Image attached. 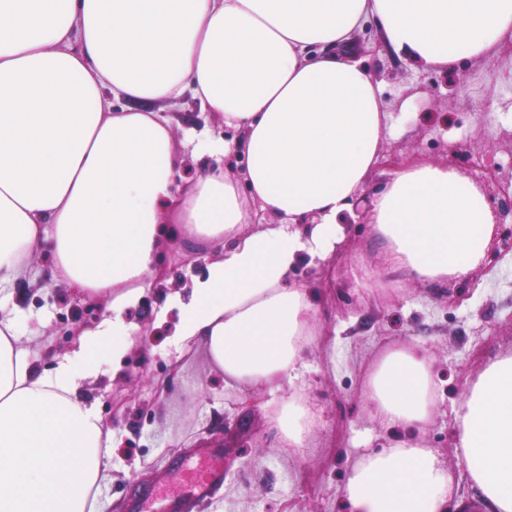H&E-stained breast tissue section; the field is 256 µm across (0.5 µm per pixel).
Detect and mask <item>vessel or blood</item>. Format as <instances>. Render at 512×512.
<instances>
[{
    "label": "vessel or blood",
    "mask_w": 512,
    "mask_h": 512,
    "mask_svg": "<svg viewBox=\"0 0 512 512\" xmlns=\"http://www.w3.org/2000/svg\"><path fill=\"white\" fill-rule=\"evenodd\" d=\"M195 454L196 464L182 471L181 487L161 480L153 488L133 495L128 512H199L203 505L213 503L216 491L224 483V451L199 448Z\"/></svg>",
    "instance_id": "obj_1"
}]
</instances>
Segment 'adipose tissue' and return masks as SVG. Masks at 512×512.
<instances>
[{"label":"adipose tissue","instance_id":"obj_1","mask_svg":"<svg viewBox=\"0 0 512 512\" xmlns=\"http://www.w3.org/2000/svg\"><path fill=\"white\" fill-rule=\"evenodd\" d=\"M369 23L388 53L448 72L512 40V0H0V512H105L112 435L83 391L104 353L118 364L132 349L123 313L183 238L213 250L207 277L172 297L178 347L204 345L226 385L275 393L268 424L303 451L315 416L297 381L317 306L290 275L335 252L385 162L388 114L356 54ZM187 91L240 137L190 136L210 164L180 194L172 124L156 106ZM365 221L383 250L382 271L363 281L372 295L398 273L435 285L466 275L494 218L474 181L419 161L391 173ZM48 255L56 283L110 315L76 328L41 371L11 300ZM363 395L395 440L351 463L346 512H467L423 439L433 358L412 343L388 349ZM454 418L484 512H512V355L467 381Z\"/></svg>","mask_w":512,"mask_h":512}]
</instances>
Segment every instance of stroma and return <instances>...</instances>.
<instances>
[{"label": "stroma", "mask_w": 512, "mask_h": 512, "mask_svg": "<svg viewBox=\"0 0 512 512\" xmlns=\"http://www.w3.org/2000/svg\"><path fill=\"white\" fill-rule=\"evenodd\" d=\"M362 60L381 87L383 106L398 129L384 141L386 156L401 163L428 161L472 175L487 161L512 165V46L492 62L467 61L443 73L395 57L365 42ZM173 122L183 160L182 183L200 176L205 160L182 140L186 130L228 140L213 113L191 95L162 103ZM210 246L174 245L161 277L150 279L140 302L128 311L142 345L123 361L121 380L105 376L87 391L114 446L107 458L112 481L101 489L107 512H127V499L167 477L177 461L198 448L222 446L226 478L206 512H342L341 488L350 462L387 445L389 435L363 398L362 369L385 349L412 343L434 359L438 383L436 417L426 441L455 476L458 498L475 491L454 455L453 407L468 378L499 354H512V252L488 258L465 277L435 287L408 281L388 300L359 298L356 280L378 264L379 249L368 225L349 224L336 251L318 265H302L295 284L316 295L321 338L305 354L299 384L320 417L304 454L278 444L267 423L268 392L228 386L197 345L179 349L180 322L168 307L176 288L208 274ZM15 299L26 312L18 335L37 334L42 362L52 365L70 346L75 322L108 317L104 302L56 285L53 262L45 260L34 285H17Z\"/></svg>", "instance_id": "35a3bbf8"}]
</instances>
